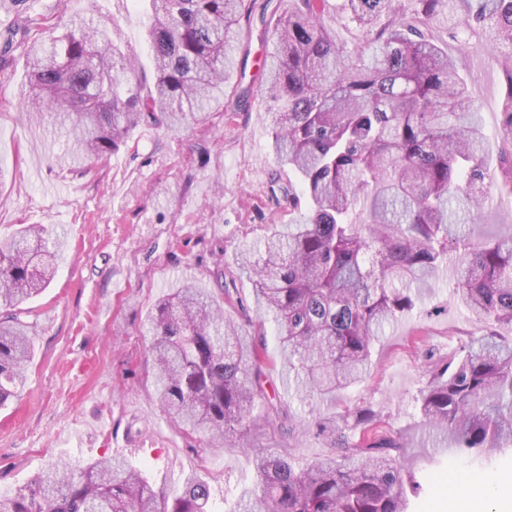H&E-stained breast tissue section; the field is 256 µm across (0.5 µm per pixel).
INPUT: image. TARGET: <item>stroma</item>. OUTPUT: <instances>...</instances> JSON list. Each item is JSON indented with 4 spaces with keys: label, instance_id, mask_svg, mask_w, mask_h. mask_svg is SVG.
<instances>
[{
    "label": "stroma",
    "instance_id": "stroma-1",
    "mask_svg": "<svg viewBox=\"0 0 512 512\" xmlns=\"http://www.w3.org/2000/svg\"><path fill=\"white\" fill-rule=\"evenodd\" d=\"M31 9L51 22L76 14L112 21L138 58L143 85L152 86L144 0H0V30L22 23ZM262 27L257 16L245 32L222 111L181 132L138 128L127 146L72 168L61 162L69 137L51 124H31L24 111V47L0 51V237L43 224L62 241L50 285L23 305L33 359L22 391L0 407V491L26 485L56 460L86 463L115 454L158 489L205 478L214 512H232L254 489L247 451L209 447L204 434L180 429L152 398L148 314L192 279L216 293L228 290V312L239 324H262L267 389L286 412L275 446L296 467L327 453L316 422L368 404L378 429L402 445L407 512H448L449 503L470 498L489 512L495 502L476 482L512 484V453L477 458L450 440L435 441L420 410L429 366L489 330L461 301L449 267L386 326L367 380L333 398L289 381L277 329L256 312L238 252L260 247L274 225L289 219L274 195L287 185L288 170L271 152L267 104L253 77L258 55L267 52ZM430 34L471 78L470 95L490 138L486 164L497 170L501 68L482 33H452L440 19ZM466 230L476 240L511 236L512 195L492 190Z\"/></svg>",
    "mask_w": 512,
    "mask_h": 512
}]
</instances>
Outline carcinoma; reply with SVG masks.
I'll list each match as a JSON object with an SVG mask.
<instances>
[{"label":"carcinoma","mask_w":512,"mask_h":512,"mask_svg":"<svg viewBox=\"0 0 512 512\" xmlns=\"http://www.w3.org/2000/svg\"><path fill=\"white\" fill-rule=\"evenodd\" d=\"M256 0H148L153 88L142 93L135 57L112 24L83 16L0 32V50L27 37L28 114L73 138L76 157L106 156L139 125L179 131L224 108V73ZM328 0H298L262 39L272 42L260 91L272 146L288 167V224L264 239L239 269L254 283L256 311L277 323L297 386L321 396L363 378L371 344L413 306L411 289L454 260L457 291L489 322L512 328V236L471 241L459 207L478 212L499 183L512 191V0H345L343 19L366 41H336ZM478 30L506 74L500 165L487 172L488 141L454 61L429 36L431 23ZM33 39H28L29 33ZM52 232L27 225L0 240V403L24 385L30 326L13 308L46 287L59 255ZM153 398L180 427L211 444L234 440L253 455L258 485L234 512H405L403 469L392 438L377 434L368 409L349 453L343 428L316 424L332 449L303 469L251 442L285 415L266 388L256 336L224 318V302L193 282L158 301ZM425 418L478 456L512 449V341L494 331L432 366ZM260 415L254 414L255 408ZM199 477L175 492L113 458L54 463L26 486L0 494V512H210Z\"/></svg>","instance_id":"carcinoma-1"}]
</instances>
